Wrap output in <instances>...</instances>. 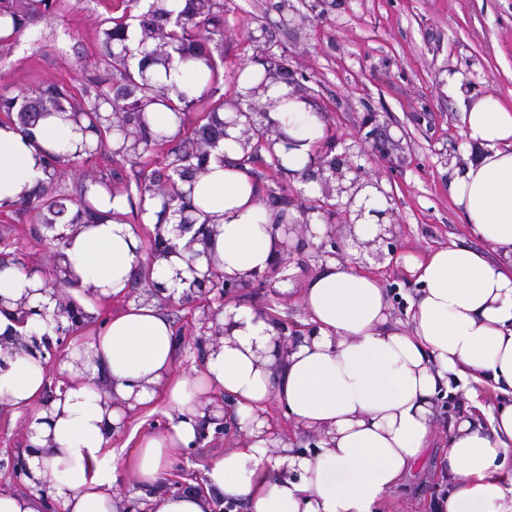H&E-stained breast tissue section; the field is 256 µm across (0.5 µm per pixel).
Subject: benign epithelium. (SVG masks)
I'll list each match as a JSON object with an SVG mask.
<instances>
[{
  "label": "benign epithelium",
  "instance_id": "7a95c632",
  "mask_svg": "<svg viewBox=\"0 0 512 512\" xmlns=\"http://www.w3.org/2000/svg\"><path fill=\"white\" fill-rule=\"evenodd\" d=\"M279 82L298 89L300 77L293 70L283 71L268 68L260 80L254 84L244 96L236 94V98L224 102V139L237 143L243 150L244 155L251 154L255 148L264 149L275 165H280V158L275 146L282 143L291 145L290 139L284 132L280 122L269 117L270 109L275 103L268 102L263 107L257 106L255 99L267 93L269 88ZM247 101L251 111L244 112L241 108V101ZM113 128L119 130L123 138L119 147L112 149V155L127 157L136 156L142 153V142L139 136L128 129L125 121L112 122ZM367 129L365 136L359 138L361 152L369 153L376 157H385L391 148L397 145L387 131V127L380 124L377 116H370L363 124ZM335 148V137L330 134L326 137L323 146L314 150L309 157L305 168V174L300 181L317 183L322 187L323 198H309L304 195V190H294L296 196L301 200V219L290 221L288 216L279 218L276 224L272 225L273 235L277 253L274 263L265 271L252 270L244 274L229 276L224 274L220 268V261L215 257L211 249V241L217 234L216 225L210 222L201 221L199 214L193 209H185L177 213L176 219L169 220V214H164L160 219H152L153 229L149 232L150 246L146 250L137 253L133 272L141 270L152 271L155 264L160 260H170L176 256L181 258L187 265L182 270L176 266L170 267L169 278L173 281H180L189 285L180 297L166 288L162 283L152 278H147L146 287L154 295H167V300H175L180 303H187L196 298L206 299L212 295L220 302V307L214 311L209 322L212 326L208 328L211 335L219 338L228 335V328L218 322V314L224 311L233 298L244 288L260 286L272 288L274 284L286 281L289 276L286 271L291 263L293 253L292 242L296 237L308 236L312 239L319 238L321 243L317 246L321 256L326 258L336 257V237L332 231L330 216L335 211L336 205H344L346 224L354 227L364 217L365 204L357 202L361 191L372 187L380 193L385 201L386 207L382 210H371V214L377 217V232L373 239L363 243V246L383 244L389 248L393 247L397 237L396 224L385 223V218L392 214V198L381 185V175H371L365 172L364 168L348 161V154H333ZM337 203H332V200ZM45 234L42 238L55 244L51 255L52 277L44 280L39 293L48 295L55 301V307L48 309L42 304L32 305L29 303V296L24 295L15 302L17 312L20 313L19 324L22 327L28 325L29 321H44L48 324H55L54 336L47 334L37 337L36 334L24 333L20 335L22 344L18 348L31 352L41 351L42 358L49 359V362L56 364L66 359L67 348L73 334L89 318V314L74 299L69 289L73 287L72 276L68 266L63 264L65 256L62 248L66 247L71 232L77 230L75 224H45ZM331 250H326V246ZM278 336L281 354L289 352V344L295 342L302 336L313 335L311 325H291L288 321L280 318H272Z\"/></svg>",
  "mask_w": 512,
  "mask_h": 512
}]
</instances>
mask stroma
I'll list each match as a JSON object with an SVG mask.
<instances>
[{
	"label": "stroma",
	"mask_w": 512,
	"mask_h": 512,
	"mask_svg": "<svg viewBox=\"0 0 512 512\" xmlns=\"http://www.w3.org/2000/svg\"><path fill=\"white\" fill-rule=\"evenodd\" d=\"M115 7V0H66L56 17L31 24L17 43L0 46V86L28 91L51 82L85 85L96 73L101 22L115 15ZM267 53L307 75L303 93L335 134L336 153L381 172L384 189L393 194V250L358 247L345 225L337 226L336 241L341 262L374 277L392 319L405 320L419 288L406 257L422 258L451 244L484 246L451 198L450 184L467 163L468 146L464 104L450 85L458 81L474 96L512 103V0H224L225 97H233L244 69ZM368 112L379 113L401 142L389 159L359 153L356 137ZM251 171L265 211L299 209V199L272 181L263 164H252ZM35 222L31 213L0 214V252L41 271L50 251L31 234ZM322 266L314 249L303 247L293 256V280L277 283L272 292L245 291L236 302L304 324L303 284ZM474 397L460 384L438 403L431 447L377 512H431L446 489L438 466L448 448V427L473 412ZM173 414L169 402L157 397L128 411L112 437L120 463L116 488L138 499L143 512L153 491L136 483L126 463L139 439L162 429ZM242 439L241 433L220 434L211 426L197 446L174 449L165 490L203 489L207 465ZM27 447L25 414L0 406V491L28 492L27 484L13 478V465Z\"/></svg>",
	"instance_id": "1"
}]
</instances>
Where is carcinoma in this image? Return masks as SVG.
<instances>
[{
	"label": "carcinoma",
	"instance_id": "cac0c4a2",
	"mask_svg": "<svg viewBox=\"0 0 512 512\" xmlns=\"http://www.w3.org/2000/svg\"><path fill=\"white\" fill-rule=\"evenodd\" d=\"M121 17L107 19L110 26L101 32L97 54V69L102 74L80 89L63 83H50L32 92L14 93L0 90V114L24 138L34 136L38 121L49 116L70 119L82 113L79 129L89 139L82 141L74 152L50 154L44 163L45 179L38 190L22 197L15 209L33 212L42 224H102L112 211L95 206L98 196L126 197L131 211L141 215L149 196V185L156 172L135 158L142 181L137 183V196L128 187L112 194V187L122 184L120 172L94 181L98 189L89 193L81 186L72 201L73 210L65 204L67 197L57 191L58 172L66 166L86 162L98 150L112 143L110 113L121 104L131 129L150 140L148 149L159 143L178 139L170 150L166 176L194 187L199 175L196 167L201 160L191 150L193 143L209 132L216 115L224 111V95L220 94L223 75L224 4L222 0H185L179 9L169 0H122ZM61 0H0V27L11 29L0 37L1 44L17 41L30 24L49 20L60 10ZM190 65L204 82L198 95L182 88L173 80L174 62ZM172 112L179 119L174 135L150 127L148 113ZM195 113V121L184 127L185 114Z\"/></svg>",
	"mask_w": 512,
	"mask_h": 512
}]
</instances>
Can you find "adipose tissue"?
Segmentation results:
<instances>
[{
    "label": "adipose tissue",
    "instance_id": "ef3b65f1",
    "mask_svg": "<svg viewBox=\"0 0 512 512\" xmlns=\"http://www.w3.org/2000/svg\"><path fill=\"white\" fill-rule=\"evenodd\" d=\"M293 147L277 145L282 164L300 172L325 125L303 102ZM470 159L451 196L471 232L500 253L449 245L412 259L420 284L407 323L391 322L377 281L330 262L306 279L302 301L314 333L277 355L269 316L230 305L231 330L211 348L202 371L174 376L175 331L152 304H130L99 331L71 342L69 384L47 398L40 358L16 356L0 374V402L27 412L29 493H1L0 512H122L118 462L109 443L121 424L113 398L143 405L163 393L175 415L145 436L129 466L155 488L151 512H212V497L245 503L248 512H374L428 447L440 396L452 380L491 389L498 398L489 426L450 425L441 467L447 492L434 512H512V105L487 95L463 117ZM81 132L41 120L34 141L0 128V210H11L43 178L47 154L75 148ZM225 162L211 161L193 198L219 233L214 250L225 274L266 269L275 255L274 214L236 164L241 148L225 142ZM142 241L134 225L112 220L80 227L66 250L76 273L72 293L124 294ZM230 398L247 439L212 461L204 491L164 493L173 449L189 447L205 417L203 398ZM277 405L298 425L319 431L318 453L267 454L264 414Z\"/></svg>",
    "mask_w": 512,
    "mask_h": 512
}]
</instances>
